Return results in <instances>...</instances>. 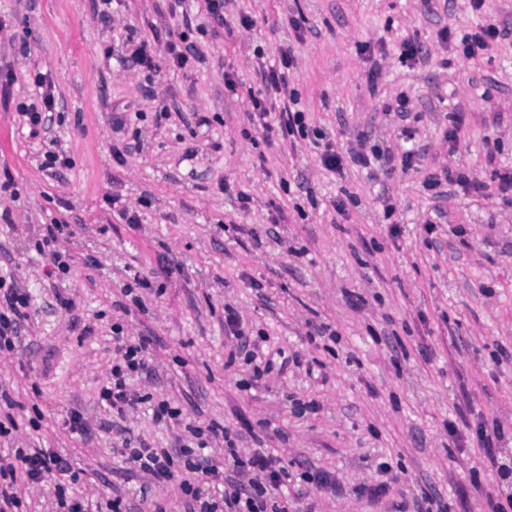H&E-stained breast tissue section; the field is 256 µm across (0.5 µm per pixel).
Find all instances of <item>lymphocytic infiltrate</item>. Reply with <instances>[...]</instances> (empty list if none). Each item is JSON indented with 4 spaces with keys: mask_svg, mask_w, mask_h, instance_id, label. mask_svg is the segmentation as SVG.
I'll list each match as a JSON object with an SVG mask.
<instances>
[{
    "mask_svg": "<svg viewBox=\"0 0 512 512\" xmlns=\"http://www.w3.org/2000/svg\"><path fill=\"white\" fill-rule=\"evenodd\" d=\"M27 295L13 278L0 275V348L13 349L30 315ZM148 338L131 341L116 340V362L112 367V381L102 387L99 396L104 407L117 417L144 401L143 396L131 390L126 383V372L145 371L144 353ZM195 447L180 451L139 445L120 449L125 463L137 472L147 475L151 482L161 485L173 476L177 458H184L187 479L180 488L185 512H289L288 480L290 475L280 459L271 452L256 448L239 454L228 447L224 461H216L207 449L200 429H191ZM70 462L48 448L17 450L13 460L0 457V512H17L22 487L48 482L69 475Z\"/></svg>",
    "mask_w": 512,
    "mask_h": 512,
    "instance_id": "1",
    "label": "lymphocytic infiltrate"
}]
</instances>
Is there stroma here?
Segmentation results:
<instances>
[{
	"mask_svg": "<svg viewBox=\"0 0 512 512\" xmlns=\"http://www.w3.org/2000/svg\"><path fill=\"white\" fill-rule=\"evenodd\" d=\"M99 4L0 0V266L30 297L22 342L0 350V407L16 423L0 451L67 458L89 512L117 497L128 512L157 499L184 512L178 480L146 485L113 451L172 448L214 422L237 448L281 459L295 512H389L400 499L418 512L426 491L447 512H488L498 481L478 430L501 427L512 454V189L492 184L512 169V0L480 13L470 0H224L220 21L205 0ZM486 21L508 36L465 58L462 39ZM409 37L424 51L412 67L399 59ZM130 39L150 43L152 66L127 62ZM380 42L372 86L368 48ZM172 43L193 48L184 67L170 64ZM286 50L308 134L268 139L251 101L273 114L287 104L262 77ZM40 75L58 96L33 136L17 106ZM401 93L408 117L384 113ZM54 140L71 165L51 175ZM325 142L394 161L334 175ZM408 151L418 158L406 168ZM445 170L488 182V195L426 188ZM55 222L69 227L65 272L40 252ZM228 305L273 354L262 378L230 354ZM117 325L150 339L131 388L168 401L175 419L101 407ZM75 410L86 432L72 430ZM318 470L338 493L309 495L301 476ZM383 481L386 500L370 501L366 487Z\"/></svg>",
	"mask_w": 512,
	"mask_h": 512,
	"instance_id": "35a3bbf8",
	"label": "stroma"
}]
</instances>
